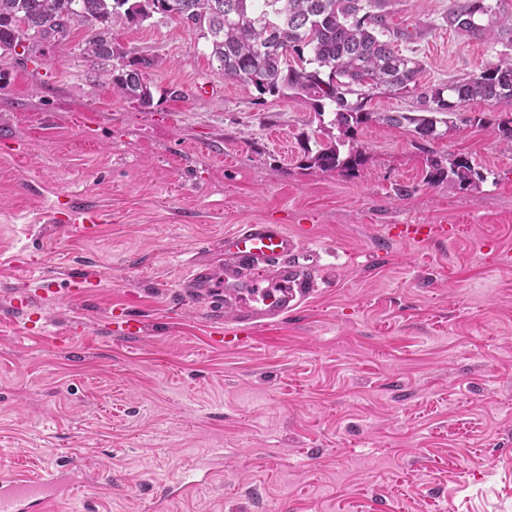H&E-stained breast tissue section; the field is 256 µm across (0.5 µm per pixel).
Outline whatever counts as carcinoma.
I'll list each match as a JSON object with an SVG mask.
<instances>
[{
    "instance_id": "1",
    "label": "carcinoma",
    "mask_w": 512,
    "mask_h": 512,
    "mask_svg": "<svg viewBox=\"0 0 512 512\" xmlns=\"http://www.w3.org/2000/svg\"><path fill=\"white\" fill-rule=\"evenodd\" d=\"M502 2L455 0L448 28L489 40L504 32V52L475 77L429 86L421 85L423 64L393 46L401 33L391 34L384 0H0V50L16 49L24 26L43 33L31 48L85 27L83 53L109 61L112 28L140 27L155 14L176 17L210 44L224 78L261 96H303L320 116L325 105L333 106L336 139L304 150L303 162L347 177L365 162L356 134L371 123L408 128L431 142L448 134L452 117L471 100L512 108V11L501 9ZM152 64L143 57L122 61L112 70V91L150 104L143 70ZM382 91L412 94L413 105L405 112H376L370 104ZM425 180L466 190L484 176L466 155L431 151Z\"/></svg>"
}]
</instances>
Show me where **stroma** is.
I'll use <instances>...</instances> for the list:
<instances>
[{
	"label": "stroma",
	"mask_w": 512,
	"mask_h": 512,
	"mask_svg": "<svg viewBox=\"0 0 512 512\" xmlns=\"http://www.w3.org/2000/svg\"><path fill=\"white\" fill-rule=\"evenodd\" d=\"M451 3L386 7L429 84L501 50L449 30ZM83 36L0 54V465L78 471L53 512H512L500 107L466 103L485 124L435 145L479 166L475 188L425 184L416 138L382 123L358 132L368 162L345 178L299 163L331 114L224 79L177 21L112 32L155 61L147 108L113 94ZM69 201L101 214L96 232L55 222ZM240 224L286 225L319 268L288 316L222 342L179 283L193 250ZM398 224L458 231L406 241ZM42 271L48 300L17 308ZM80 274L96 286L71 295ZM120 312L139 335L114 331Z\"/></svg>",
	"instance_id": "35a3bbf8"
}]
</instances>
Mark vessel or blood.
Here are the masks:
<instances>
[{
	"mask_svg": "<svg viewBox=\"0 0 512 512\" xmlns=\"http://www.w3.org/2000/svg\"><path fill=\"white\" fill-rule=\"evenodd\" d=\"M316 269L284 225L243 224L191 260L181 291L211 302L215 316L233 318L245 333L299 306L315 286ZM75 483L68 469L47 479L1 472L0 512H50L70 496Z\"/></svg>",
	"mask_w": 512,
	"mask_h": 512,
	"instance_id": "1",
	"label": "vessel or blood"
}]
</instances>
